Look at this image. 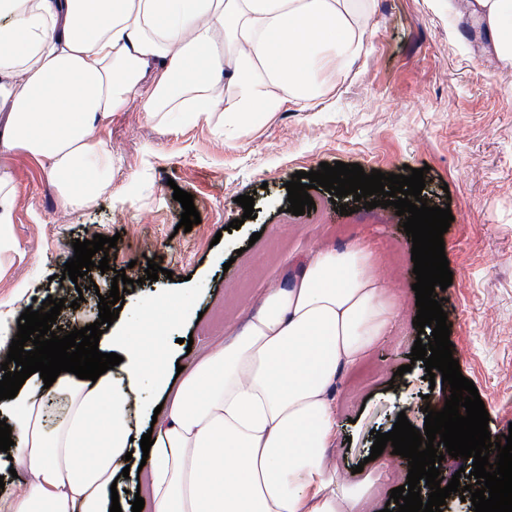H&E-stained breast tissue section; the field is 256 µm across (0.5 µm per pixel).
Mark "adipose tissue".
I'll return each mask as SVG.
<instances>
[{
	"label": "adipose tissue",
	"instance_id": "obj_1",
	"mask_svg": "<svg viewBox=\"0 0 512 512\" xmlns=\"http://www.w3.org/2000/svg\"><path fill=\"white\" fill-rule=\"evenodd\" d=\"M366 0H0V273L16 250L7 158L45 162L58 196L93 205L114 175L95 129L140 103L172 125L211 121L218 100L230 126L284 103L310 105L321 75L345 73L361 52ZM494 55L512 63V0H469ZM281 93L265 94L267 85ZM367 244L316 251L289 282L266 289L241 331L171 378L163 339L178 298L138 302L146 328H113L122 361L97 380L32 374L0 417L13 444L0 474L5 512H131L112 497L126 455L151 512H366L370 482L348 484L326 449L338 428L327 393L392 328L398 309L371 269ZM163 397L149 451L131 407L144 383Z\"/></svg>",
	"mask_w": 512,
	"mask_h": 512
}]
</instances>
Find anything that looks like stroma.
Wrapping results in <instances>:
<instances>
[{
    "mask_svg": "<svg viewBox=\"0 0 512 512\" xmlns=\"http://www.w3.org/2000/svg\"><path fill=\"white\" fill-rule=\"evenodd\" d=\"M362 24L365 50L344 79L323 76L327 92L308 108L288 104L237 130L216 119L163 125L136 102L112 115L98 135L119 161L115 189L92 207H68L43 163L12 157L17 252L0 275V301L25 285L39 309L55 294L75 240L93 232L116 237L109 271L78 278L57 325L67 333L98 320L100 299L121 269L131 280L121 301L164 290L187 305L172 349L188 367L196 353L234 335L264 291L287 281L318 248L369 241L400 317L357 367L337 376L329 398L340 428L326 453L349 482L361 479L355 466L372 474L380 487L373 508L383 512L409 466L398 455L385 469L371 461L375 432H390L402 413L423 428L424 408L441 410L451 395L449 384L426 381L423 361L411 358L418 335L412 239L394 207L358 202L345 216L322 189L310 192L314 210L292 215L285 184L324 162L385 174L425 168L423 198L453 215L443 235L453 281L434 296L451 325L452 355L489 413L492 441H501L512 428V64L495 58L466 0H455L451 11L440 0H373ZM177 188L192 194L201 218L187 233L177 229ZM249 194L251 220L236 202ZM238 218L242 226L229 230ZM151 260L171 277L145 280ZM74 300L79 308H71Z\"/></svg>",
    "mask_w": 512,
    "mask_h": 512,
    "instance_id": "35a3bbf8",
    "label": "stroma"
}]
</instances>
